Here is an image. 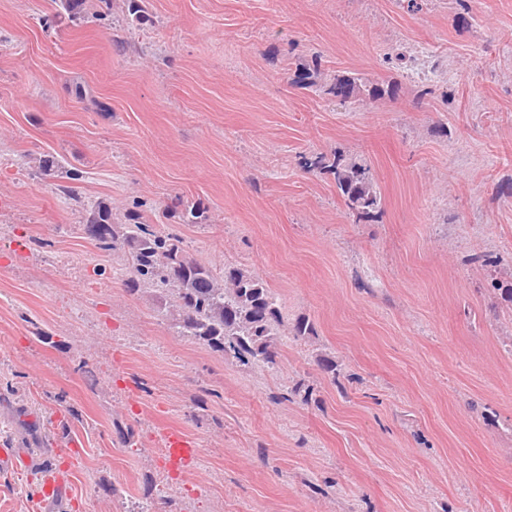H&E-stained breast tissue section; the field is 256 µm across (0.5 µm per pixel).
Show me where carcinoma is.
<instances>
[{
	"mask_svg": "<svg viewBox=\"0 0 512 512\" xmlns=\"http://www.w3.org/2000/svg\"><path fill=\"white\" fill-rule=\"evenodd\" d=\"M52 2L57 15L72 19L82 17L92 4V0ZM320 90L342 104L395 95L392 86L370 84L354 74L338 75L320 85ZM305 168L333 174L337 190L357 218H371L379 211L380 197L367 164L348 161L341 154L331 161L315 154L305 160ZM83 209L86 237L102 251L122 250L127 254L129 292L154 285L170 294L178 335L244 365H278L272 330L281 322V312L276 294L260 278L242 268L226 266L218 272L196 261L185 253L180 236L155 231L148 214L130 211L125 214L126 223L118 224L107 203H88Z\"/></svg>",
	"mask_w": 512,
	"mask_h": 512,
	"instance_id": "obj_1",
	"label": "carcinoma"
}]
</instances>
